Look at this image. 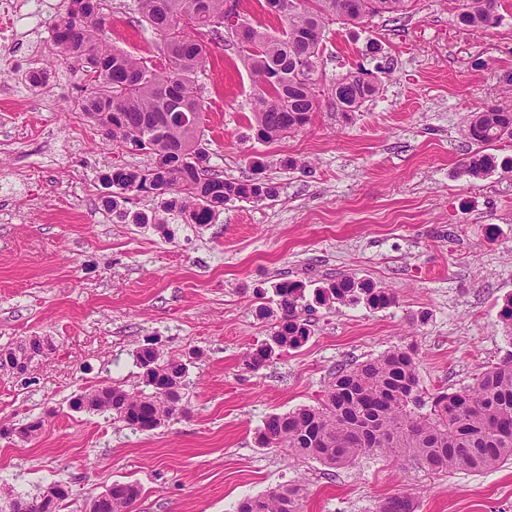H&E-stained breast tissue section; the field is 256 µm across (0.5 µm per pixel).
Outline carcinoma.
<instances>
[{"instance_id": "obj_1", "label": "carcinoma", "mask_w": 512, "mask_h": 512, "mask_svg": "<svg viewBox=\"0 0 512 512\" xmlns=\"http://www.w3.org/2000/svg\"><path fill=\"white\" fill-rule=\"evenodd\" d=\"M104 0H68L65 13L51 25L52 42L64 59L84 75L88 96L81 110L104 128L112 148L140 151L152 157V168L112 170L115 191L106 200L117 217L129 192L146 193L187 224L204 225L231 200L262 201L276 195L261 178L228 181L209 166L201 144L203 95L199 74L205 71L209 45L230 43L247 62L255 84L250 129L262 142L277 141L306 127L320 105L323 41L330 24L341 20L363 24L382 14L403 15L412 0H390L377 11L374 0H288V11L277 34L247 26L239 36L227 25L226 0H134L137 23H146L160 41L164 62L156 65L104 38ZM499 0H463L457 22L474 29L499 25ZM379 90L364 74L336 79L332 99L343 115L358 110ZM465 136L479 145L465 164L466 172L482 178L497 167V157L483 146L512 137V112L490 108L472 116ZM274 294L282 311L270 340L246 353V365L258 370L275 350L295 349L311 335L299 307L304 289L279 282ZM365 295L369 305L384 308L393 296L375 292L352 277H342L314 291V302L332 298L353 302ZM143 370L145 393L120 385L84 390L69 401L70 409L108 414L139 432L153 431L186 412L181 390L188 369L177 359H165L146 344L136 352ZM45 420L36 417L15 426L18 440L38 436ZM263 448H281L288 455L312 457L340 468L365 453L399 459L408 454L436 473L491 468L512 457V355L488 366L472 385L455 392L425 394L419 388L416 352L393 346L380 356L337 370L324 399L267 416L257 435ZM138 486L122 482L112 499L98 503L97 512H131ZM304 494L297 485L281 486L237 506L236 512H303ZM379 512H415L407 494L391 495Z\"/></svg>"}]
</instances>
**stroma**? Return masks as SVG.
I'll return each instance as SVG.
<instances>
[{
	"mask_svg": "<svg viewBox=\"0 0 512 512\" xmlns=\"http://www.w3.org/2000/svg\"><path fill=\"white\" fill-rule=\"evenodd\" d=\"M0 40V348L47 337L32 382L0 373V419L42 417L28 442L0 439V496L70 486L65 512H85L113 482L138 484L132 512H235L240 500L301 482L304 512H377L393 494L417 512H512V460L435 474L419 461L367 453L328 469L263 448L265 418L317 404L339 367L397 344L419 353L421 387L469 386L512 353L499 319L512 295V171H465L476 112L512 107V0L490 31L461 26V0H414L399 19L334 23L322 56L325 94L301 132L264 143L248 116L254 86L235 46L214 45L202 78L210 165L225 180L255 177L275 198L232 200L207 225L187 224L152 197L107 209L114 164L144 170L83 115L80 71L54 61L49 30L67 0ZM133 0H108L110 43L146 60L158 39L130 20ZM365 67L379 94L343 116L329 90ZM45 72L43 85L29 80ZM354 277L393 293L375 309L330 302L311 335L249 369L281 311L272 286L307 291ZM153 344L189 363L188 411L151 432L75 412L70 398L117 383L143 388L134 354Z\"/></svg>",
	"mask_w": 512,
	"mask_h": 512,
	"instance_id": "35a3bbf8",
	"label": "stroma"
}]
</instances>
